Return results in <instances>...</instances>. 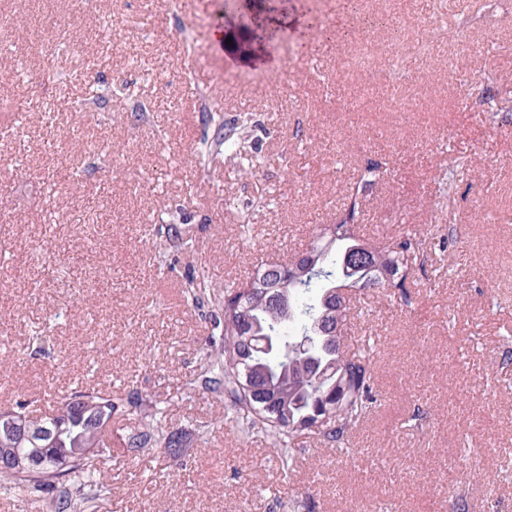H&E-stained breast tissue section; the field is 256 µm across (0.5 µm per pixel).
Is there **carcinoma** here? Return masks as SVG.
<instances>
[{"mask_svg":"<svg viewBox=\"0 0 512 512\" xmlns=\"http://www.w3.org/2000/svg\"><path fill=\"white\" fill-rule=\"evenodd\" d=\"M220 141L203 144L200 161L210 163L223 149L248 147V132L226 127L215 113ZM381 179L379 166L361 173L347 213L354 218L359 192ZM423 240L407 236L391 247L359 239L348 219L329 235H316L300 255L258 266L249 280L224 289V330L220 345L205 353V363L185 388L200 386L230 397L236 422L246 435L264 439L280 451L282 468L291 469L287 449L302 435L342 450L350 433L372 408L370 350L344 344V322L351 316L348 292L395 288L406 296L409 274L424 264ZM296 327L297 335L285 331ZM310 337L312 351L298 356L290 345ZM140 397L87 384L57 401L49 413L36 399L0 409V480L24 496L48 495L52 512H89L111 494L102 482L110 457L112 417L135 406ZM163 412L141 417L123 447L131 456L161 448L178 458L183 436L165 431Z\"/></svg>","mask_w":512,"mask_h":512,"instance_id":"carcinoma-1","label":"carcinoma"}]
</instances>
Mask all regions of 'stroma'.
Segmentation results:
<instances>
[{
	"label": "stroma",
	"instance_id": "1",
	"mask_svg": "<svg viewBox=\"0 0 512 512\" xmlns=\"http://www.w3.org/2000/svg\"><path fill=\"white\" fill-rule=\"evenodd\" d=\"M450 2L448 33L413 78L395 73L394 98L348 67L361 35L323 55L295 44L336 0H0V250L26 263L21 277L0 263V408L91 382L157 402L189 444L131 457L141 412L113 418L98 512H435L460 493L469 512H512V0H485L460 32L467 2ZM91 89L104 101L73 111ZM338 89L369 100L358 122L330 114ZM215 104L247 120L256 170L200 164ZM371 164L386 174L355 223L383 245L420 234L427 259L406 298L378 294L350 322L349 343L375 340L376 401L349 449L297 442L286 473L224 397L182 388L221 338L226 284L340 223ZM162 217L186 249L165 250ZM201 268L195 302L183 286Z\"/></svg>",
	"mask_w": 512,
	"mask_h": 512
}]
</instances>
